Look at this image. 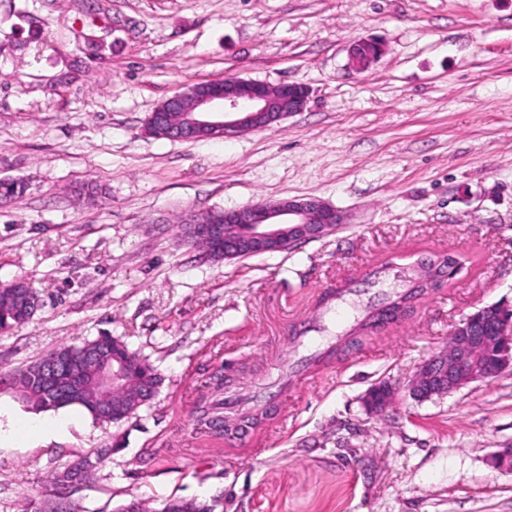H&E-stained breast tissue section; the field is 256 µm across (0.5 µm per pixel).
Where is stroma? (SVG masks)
I'll use <instances>...</instances> for the list:
<instances>
[{
  "instance_id": "1",
  "label": "stroma",
  "mask_w": 512,
  "mask_h": 512,
  "mask_svg": "<svg viewBox=\"0 0 512 512\" xmlns=\"http://www.w3.org/2000/svg\"><path fill=\"white\" fill-rule=\"evenodd\" d=\"M358 38L385 46L365 71L348 66ZM230 76L304 84L308 105L230 138L145 133L161 101ZM4 177L30 188L0 207V282L42 305L0 335V371L107 332L164 382L118 424L0 395V512H512V471L492 464L512 446V371L408 389L456 323L512 303V0H0ZM309 197L344 222L284 252L214 261L177 237L193 212ZM434 253L458 261L448 286L320 360ZM340 288L343 325L318 314ZM381 381L395 400L373 416ZM217 403L267 419L199 432ZM106 445L94 480L59 495L56 471Z\"/></svg>"
}]
</instances>
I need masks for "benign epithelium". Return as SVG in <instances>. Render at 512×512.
<instances>
[{"mask_svg": "<svg viewBox=\"0 0 512 512\" xmlns=\"http://www.w3.org/2000/svg\"><path fill=\"white\" fill-rule=\"evenodd\" d=\"M383 53L384 45L379 41L359 39L352 45L349 63L365 70ZM308 99V88L298 83L269 85L231 76L186 87L156 106L149 120L170 140L233 137L304 111ZM164 112L180 113L178 123L168 124L162 117ZM343 222L341 212L320 199L293 198L226 210L207 224L195 225L194 232L203 243L224 234L226 255L245 252L257 256L322 238ZM126 367L125 361L114 357L103 364L101 376L115 384ZM507 369L512 370V305H486L453 327L448 346L422 363L411 380L410 391L417 398L451 394ZM41 381L51 394L67 392L75 385L67 364L56 358L43 363ZM393 395L390 385L371 390L367 412L382 414Z\"/></svg>", "mask_w": 512, "mask_h": 512, "instance_id": "obj_1", "label": "benign epithelium"}]
</instances>
